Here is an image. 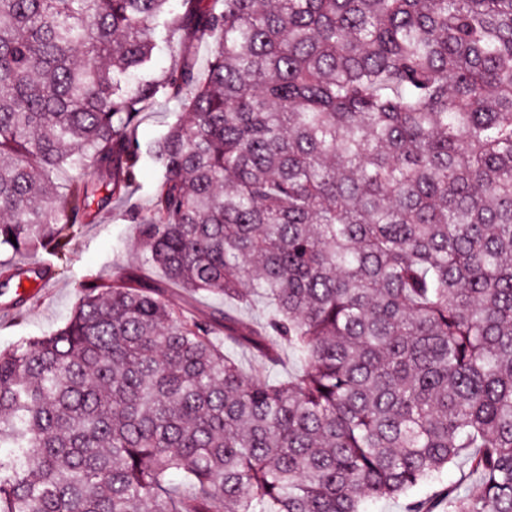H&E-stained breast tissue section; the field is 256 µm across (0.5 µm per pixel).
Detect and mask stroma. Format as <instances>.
Instances as JSON below:
<instances>
[{"label": "stroma", "instance_id": "obj_1", "mask_svg": "<svg viewBox=\"0 0 512 512\" xmlns=\"http://www.w3.org/2000/svg\"><path fill=\"white\" fill-rule=\"evenodd\" d=\"M127 208L112 205L98 215L96 223L80 226L64 259H51L43 251L18 255L17 261L23 265L51 262L54 274L47 283L30 286L24 316H17L0 303V349L62 327L79 301L78 284L87 276L113 280L139 266L138 226L130 219ZM475 480L467 463L460 460L436 479L420 483L400 498L368 503L366 512H406L410 501L435 500L449 488L463 494Z\"/></svg>", "mask_w": 512, "mask_h": 512}]
</instances>
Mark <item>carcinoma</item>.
<instances>
[{
	"label": "carcinoma",
	"instance_id": "obj_1",
	"mask_svg": "<svg viewBox=\"0 0 512 512\" xmlns=\"http://www.w3.org/2000/svg\"><path fill=\"white\" fill-rule=\"evenodd\" d=\"M145 159L164 281L88 277L0 351V512H362L463 455L471 492L408 512H512V0H0V295ZM221 328L303 371L245 373ZM178 105L174 101H161L150 112L143 115L138 127V138L142 143L157 139L176 118ZM172 301L178 306L196 314L208 312L213 307H223L230 310L236 317L244 322L261 325L268 319V310L262 301H256L251 308L236 306L225 302L219 297L206 294H187L180 288H169Z\"/></svg>",
	"mask_w": 512,
	"mask_h": 512
}]
</instances>
